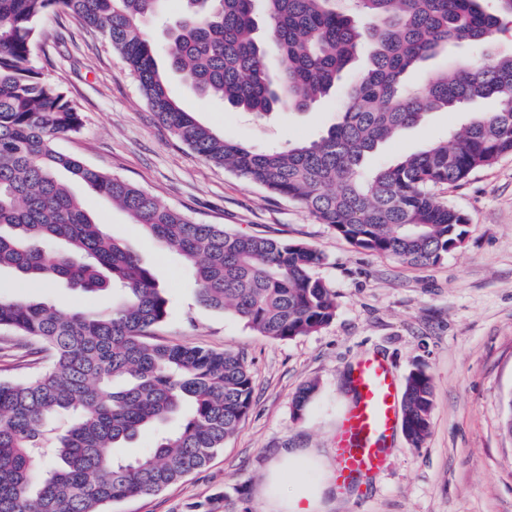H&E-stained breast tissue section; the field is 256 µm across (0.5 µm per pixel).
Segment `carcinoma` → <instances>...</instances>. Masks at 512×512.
<instances>
[{"label":"carcinoma","instance_id":"obj_1","mask_svg":"<svg viewBox=\"0 0 512 512\" xmlns=\"http://www.w3.org/2000/svg\"><path fill=\"white\" fill-rule=\"evenodd\" d=\"M0 0V270L25 288L65 282L112 292V308L72 313L50 300L0 298V327L49 353L47 370L0 381V512H108L158 493L207 466L253 403L244 358L152 340L169 315L154 271L105 234L58 178L64 171L127 212L192 266L207 306L257 334L287 340L336 316V293L315 269L322 252L301 242L197 224L146 190L55 148L80 115L33 64L37 24L61 10L98 32L123 58L156 121L203 161L303 205L353 247L403 264H434L464 242L468 216L436 188L465 181L512 154V55L481 48L502 18L482 0ZM164 19L170 68L200 94L266 118L331 98L350 63L337 121L319 139L284 149L246 147L201 124L168 93L157 47L141 22ZM467 45L453 78L420 85L407 74ZM498 103L472 112L478 100ZM465 112L452 141L376 168L367 159L433 111ZM430 375L405 376L402 428L420 446L434 406ZM66 418L65 427L56 421ZM155 444L135 458L117 449L142 431Z\"/></svg>","mask_w":512,"mask_h":512}]
</instances>
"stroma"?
I'll use <instances>...</instances> for the list:
<instances>
[{
  "instance_id": "35a3bbf8",
  "label": "stroma",
  "mask_w": 512,
  "mask_h": 512,
  "mask_svg": "<svg viewBox=\"0 0 512 512\" xmlns=\"http://www.w3.org/2000/svg\"><path fill=\"white\" fill-rule=\"evenodd\" d=\"M32 59L60 84L80 114L78 132L59 151L151 193L199 224L305 243L326 260L316 270L336 293L334 320L319 332L271 340L233 314L209 308L177 253L149 238L127 213L80 183L72 189L104 232L151 267L169 299L156 339L241 353L254 384L253 405L224 449L206 467L165 491L127 499L113 512H286L290 493L319 491L315 512H512V434L503 427L512 398V155L439 196L467 214L464 244L439 262L412 267L361 251L318 223L299 203L211 166L154 120L120 55L100 35L57 11L40 23ZM145 33L171 96L218 134L261 149L319 138L337 118L330 99L309 112L271 120L231 110L201 96L168 68L166 36L154 20ZM462 116L436 112L383 145L372 165L390 162L450 135ZM29 293L67 308H110L107 293L61 284L23 290L0 273V297ZM0 330V379L22 381L50 364L47 354L12 346ZM382 357L397 380L414 368L432 378L431 430L420 447L403 432L392 438L386 467L343 487L334 477V440L352 402L348 375L365 357ZM316 389L303 411L294 398ZM300 451L297 461L288 452Z\"/></svg>"
}]
</instances>
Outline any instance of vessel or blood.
I'll list each match as a JSON object with an SVG mask.
<instances>
[{"instance_id": "vessel-or-blood-1", "label": "vessel or blood", "mask_w": 512, "mask_h": 512, "mask_svg": "<svg viewBox=\"0 0 512 512\" xmlns=\"http://www.w3.org/2000/svg\"><path fill=\"white\" fill-rule=\"evenodd\" d=\"M355 399L336 440V480L348 484L383 470L386 445L398 425L397 381L387 363L372 356L351 375Z\"/></svg>"}]
</instances>
